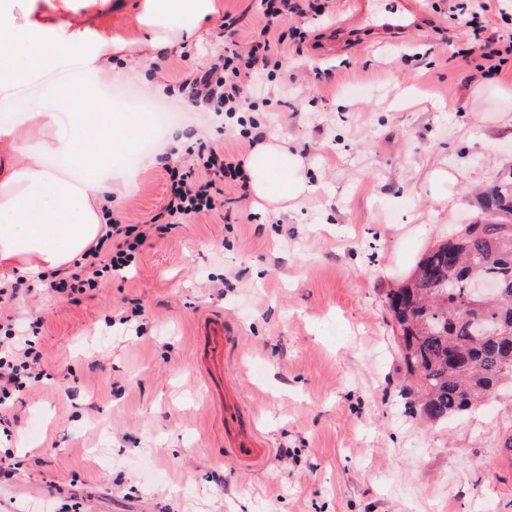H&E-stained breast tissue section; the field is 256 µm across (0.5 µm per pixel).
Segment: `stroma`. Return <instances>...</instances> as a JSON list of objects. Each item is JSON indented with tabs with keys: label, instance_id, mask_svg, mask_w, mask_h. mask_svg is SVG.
Masks as SVG:
<instances>
[{
	"label": "stroma",
	"instance_id": "stroma-1",
	"mask_svg": "<svg viewBox=\"0 0 512 512\" xmlns=\"http://www.w3.org/2000/svg\"><path fill=\"white\" fill-rule=\"evenodd\" d=\"M200 42L122 61L109 98L175 113L151 149L112 157L129 223L162 207V153L199 136L236 148L223 118L168 94L171 78L224 50V18L245 40L260 0H223ZM399 38L337 39L352 0L292 18L306 32L280 57L259 113L288 138L314 193L254 219L225 189L217 209L143 252L136 269L77 301L20 293L0 316L40 319L50 380L20 395L1 427L20 467L0 482V512H512V396L433 426L407 416L389 290L457 224L482 188L512 171V77L456 59L464 16L420 0ZM78 57L0 89V124L55 85L80 84ZM444 171L441 180L434 171ZM140 309L142 333L119 324ZM224 316V366L212 386L197 359L201 325ZM264 448L232 458L224 406Z\"/></svg>",
	"mask_w": 512,
	"mask_h": 512
}]
</instances>
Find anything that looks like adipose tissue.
Here are the masks:
<instances>
[{
    "mask_svg": "<svg viewBox=\"0 0 512 512\" xmlns=\"http://www.w3.org/2000/svg\"><path fill=\"white\" fill-rule=\"evenodd\" d=\"M220 0H140L134 24L144 44L176 48L200 37ZM112 0H0V48L30 46L24 65L0 63V86L15 87L52 72L78 54L79 88L55 86L37 111L17 108L0 125V274L51 276L72 266L106 231L113 184L110 161L147 137L143 112L112 108L101 86L117 58L136 59L130 41L107 18ZM60 156L78 171L60 178L43 164ZM255 204L284 212L311 190L303 160L287 140L256 146L245 160Z\"/></svg>",
    "mask_w": 512,
    "mask_h": 512,
    "instance_id": "ef3b65f1",
    "label": "adipose tissue"
}]
</instances>
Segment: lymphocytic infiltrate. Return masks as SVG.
<instances>
[{"label":"lymphocytic infiltrate","mask_w":512,"mask_h":512,"mask_svg":"<svg viewBox=\"0 0 512 512\" xmlns=\"http://www.w3.org/2000/svg\"><path fill=\"white\" fill-rule=\"evenodd\" d=\"M263 25L259 36L225 45L208 67L181 78L182 92L195 104L207 105L209 111L223 114L238 126L236 135L241 150H229L217 142H200L190 160H183L179 148H171L165 159L169 176L167 202L148 221L131 224L122 214H113L109 229L96 246L88 248L74 264L68 277L44 282L45 293L70 296L99 284L123 271L135 268L147 244L164 237L172 227L189 224L200 214L216 208L223 188L249 195V177L244 171L243 148H254L265 135L248 117L255 111L244 76L272 79L269 65L288 46H299L305 39L300 29H289L290 17L313 10L321 13L313 0H260ZM457 11L466 13L469 50L463 58L478 57V66L486 77L497 79L512 60V41L508 43L487 36L486 6L481 0H461ZM43 354L27 333L24 322H16L0 332V413L14 397L46 378Z\"/></svg>","instance_id":"obj_1"}]
</instances>
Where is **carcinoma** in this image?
<instances>
[{
  "label": "carcinoma",
  "mask_w": 512,
  "mask_h": 512,
  "mask_svg": "<svg viewBox=\"0 0 512 512\" xmlns=\"http://www.w3.org/2000/svg\"><path fill=\"white\" fill-rule=\"evenodd\" d=\"M473 279L499 282L500 298L464 310ZM387 306L410 416L445 422L512 380V171L482 191L473 220L424 254Z\"/></svg>",
  "instance_id": "carcinoma-1"
}]
</instances>
